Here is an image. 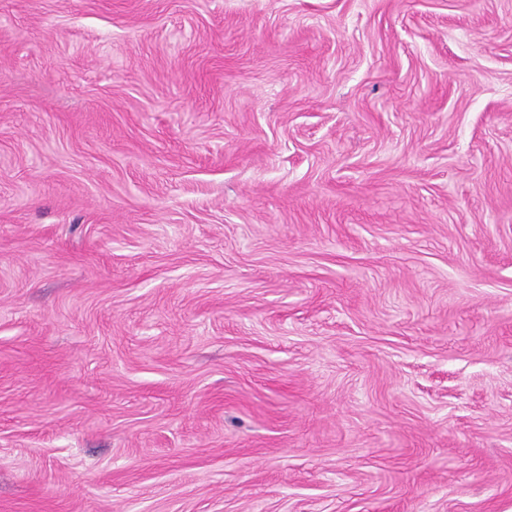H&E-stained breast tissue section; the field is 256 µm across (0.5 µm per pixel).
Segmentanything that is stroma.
I'll list each match as a JSON object with an SVG mask.
<instances>
[{"instance_id": "obj_1", "label": "stroma", "mask_w": 512, "mask_h": 512, "mask_svg": "<svg viewBox=\"0 0 512 512\" xmlns=\"http://www.w3.org/2000/svg\"><path fill=\"white\" fill-rule=\"evenodd\" d=\"M0 512H512V0H0Z\"/></svg>"}]
</instances>
